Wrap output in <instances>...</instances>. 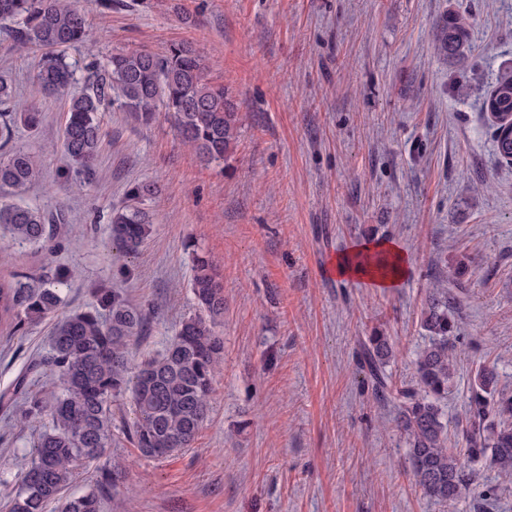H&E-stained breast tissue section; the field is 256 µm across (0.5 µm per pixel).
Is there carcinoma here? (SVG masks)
Returning a JSON list of instances; mask_svg holds the SVG:
<instances>
[{
    "instance_id": "obj_1",
    "label": "carcinoma",
    "mask_w": 512,
    "mask_h": 512,
    "mask_svg": "<svg viewBox=\"0 0 512 512\" xmlns=\"http://www.w3.org/2000/svg\"><path fill=\"white\" fill-rule=\"evenodd\" d=\"M0 22L15 46L38 54L33 80L46 95L64 102L62 148L71 169L94 175L104 140L101 115L111 107L134 113L143 123L159 109L173 114L182 139L207 163H225L238 146L240 117L228 89L207 78L198 50L186 42L170 44L164 55L148 50H114L101 66H85V89L71 91L73 70L63 50L83 42L88 16L67 0H0ZM438 49L462 62L471 51L468 24L448 13L435 33ZM497 155L512 160V69L502 72L482 102ZM40 113L12 107L0 111V191L18 192L41 176L37 155L12 146L16 127L34 129ZM155 191L151 183L132 184L127 203L112 209V241L135 253L150 234L152 219L141 202ZM59 215L17 203H0V230L9 241L55 249L53 225ZM192 293L197 313L182 321L159 356L131 366L129 346L143 335L151 317L117 288H100L95 305L73 311L55 326L44 363L60 382L52 406L26 388L28 374L0 393V404L21 421L39 420L44 430L32 442L30 465L19 474L8 512H101L102 499L120 475L119 468L98 471L94 485L70 489L112 444V402L131 393L135 418L127 439L150 458L167 457L191 447L206 419L215 374L223 361L224 286L206 256L193 253ZM72 278L65 266L43 274H18L0 283V321L14 331L58 311L62 290ZM464 289L447 283L429 289L420 326L429 342L415 360L414 379L400 386L386 374L393 345L376 333L361 344L359 364L373 397L398 406L407 435L408 460L415 484L432 500L451 503L468 495L477 503L498 486L478 482L474 464L486 459L512 481V392L498 387L495 368L481 364L470 388L454 438L439 405L452 381L456 322Z\"/></svg>"
}]
</instances>
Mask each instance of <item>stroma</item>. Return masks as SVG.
<instances>
[{
	"label": "stroma",
	"mask_w": 512,
	"mask_h": 512,
	"mask_svg": "<svg viewBox=\"0 0 512 512\" xmlns=\"http://www.w3.org/2000/svg\"><path fill=\"white\" fill-rule=\"evenodd\" d=\"M89 13L86 41L68 52L74 91L84 67L115 49L164 54L200 48L209 80L228 87L242 125L233 157L207 165L171 116L148 125L108 111L92 180L69 172L60 149L63 105L32 80L35 56L0 34V76L42 114L17 146L43 174L18 199L63 211L58 247L14 246L0 279L63 265L74 272L65 310L118 288L152 317L133 363L158 355L195 313L189 245L224 285V361L193 446L142 456L125 436L129 398L112 404L114 441L101 466L121 464L104 512H474L424 497L405 461L393 404L376 401L357 371L374 329L396 342L387 367L410 381L427 342L420 311L434 279L464 264L457 370L441 407L456 424L476 366L496 365L512 388V164L498 158L481 102L512 65V0H114ZM467 17L463 63L439 55L448 10ZM155 182L144 201L152 232L137 254L113 244L110 218L128 187ZM397 240L409 260L400 288L329 278L330 256L361 241ZM54 319L0 329V390L29 371L56 376L47 355ZM39 423L0 409V505L31 461Z\"/></svg>",
	"instance_id": "35a3bbf8"
}]
</instances>
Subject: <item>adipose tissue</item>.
<instances>
[{
  "label": "adipose tissue",
  "instance_id": "adipose-tissue-1",
  "mask_svg": "<svg viewBox=\"0 0 512 512\" xmlns=\"http://www.w3.org/2000/svg\"><path fill=\"white\" fill-rule=\"evenodd\" d=\"M408 272L407 254L395 240L355 243L335 254L330 264L333 279L356 280L386 291L398 288Z\"/></svg>",
  "mask_w": 512,
  "mask_h": 512
}]
</instances>
